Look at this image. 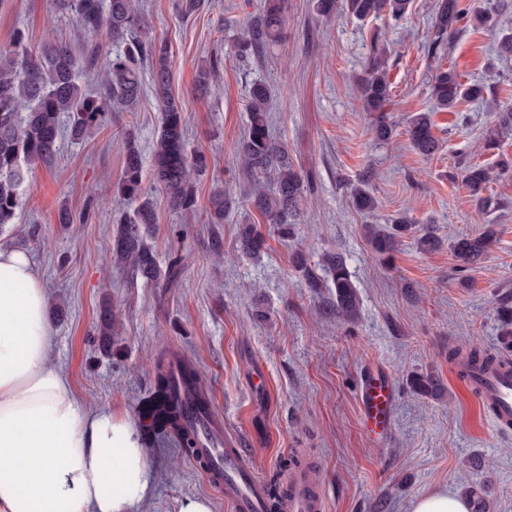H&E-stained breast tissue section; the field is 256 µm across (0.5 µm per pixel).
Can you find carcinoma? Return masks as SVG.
Masks as SVG:
<instances>
[{"label": "carcinoma", "instance_id": "carcinoma-1", "mask_svg": "<svg viewBox=\"0 0 512 512\" xmlns=\"http://www.w3.org/2000/svg\"><path fill=\"white\" fill-rule=\"evenodd\" d=\"M54 9L70 15L76 23L78 36L85 38L81 52L62 42L49 43L37 50L31 48L28 36L17 31L11 43L0 48V228L16 223L22 207L23 190L28 170L37 162L50 161L62 128V115H67L69 135L79 140L92 127L105 122L109 112L122 108L132 112L138 106L142 88V64L149 65L151 85L161 112L151 161L156 182L162 187L169 206L188 210L195 205V190L191 173H202L208 167L204 152L188 148L185 113L180 100L171 91V51L168 44L157 40H127L129 34L141 28L143 16L136 0H53ZM412 0H316L318 13L325 17L341 15L364 21L386 14L395 21L408 14ZM434 38L424 46L427 55L435 58L448 38L459 30L464 19L459 0H435ZM284 21V0H266L261 13L249 19L240 40L239 52H259L277 42ZM122 42V49L104 55L99 36ZM93 70L102 74L104 92L87 95L82 91L83 72ZM219 72L218 61L201 66L197 88L207 91L211 79ZM486 86L463 83L452 69L440 70L432 79L433 108L439 112L454 111L466 100L483 99ZM392 86L387 71L385 44L375 47L366 74L359 83V99L364 112H377L374 119L375 137L381 141L391 138L393 128L383 115L391 101ZM268 86L255 81L248 90L249 124L237 145V154L254 189L250 205L267 223L277 228L279 235L289 237L305 202L307 181L296 168L288 145L277 140L271 130L268 116ZM432 114L419 112L409 122L407 133L413 148L422 155L435 154L438 140L432 132ZM512 129V108L497 114L496 123L487 131L489 145L499 138L502 130ZM143 157L134 140L124 143V162L117 184L118 192L136 203L130 213L121 215L113 241L117 263L131 269L132 274L147 281L162 279L172 285L181 273L182 259L174 257L166 269H161L155 253L147 242V234L156 223L153 200L142 185ZM464 182L471 195L489 205L483 196L490 181L489 169L465 162L462 165ZM272 188H266V182ZM351 203L361 212L376 208L377 200L367 185L351 189ZM232 209L224 190H214L210 197L208 221L222 224ZM412 222L401 216L389 226L371 225L367 229L374 251L380 255L392 250L397 236L412 232ZM493 232L488 229L477 236H464L453 243V251L464 270L476 265L487 252ZM243 248L249 252L259 249L261 234L254 224L242 230ZM327 278L336 288L332 308L345 322L357 316L359 299L356 285L344 258L328 254L323 260ZM501 318L503 348H512V300H504L497 307ZM494 355L472 349L463 366H484ZM173 363H157V386L141 403L154 415L155 427L160 433L176 432L182 447L188 453L197 447L194 434L180 426L185 419L180 388L191 391L201 413L210 410V401L197 369L190 364L179 365L180 384L173 382ZM470 512H489L490 501L479 487L468 491Z\"/></svg>", "mask_w": 512, "mask_h": 512}]
</instances>
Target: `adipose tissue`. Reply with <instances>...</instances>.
I'll use <instances>...</instances> for the list:
<instances>
[{
    "label": "adipose tissue",
    "mask_w": 512,
    "mask_h": 512,
    "mask_svg": "<svg viewBox=\"0 0 512 512\" xmlns=\"http://www.w3.org/2000/svg\"><path fill=\"white\" fill-rule=\"evenodd\" d=\"M51 343L30 256L0 246V512H141L155 476L138 426L83 408Z\"/></svg>",
    "instance_id": "1"
}]
</instances>
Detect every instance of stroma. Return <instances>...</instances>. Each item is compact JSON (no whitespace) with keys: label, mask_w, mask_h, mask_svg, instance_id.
<instances>
[{"label":"stroma","mask_w":512,"mask_h":512,"mask_svg":"<svg viewBox=\"0 0 512 512\" xmlns=\"http://www.w3.org/2000/svg\"><path fill=\"white\" fill-rule=\"evenodd\" d=\"M484 11L485 23L456 32L437 58L423 49L431 35L435 0H412L399 22L380 15L359 22L325 18L316 0H287L278 42L240 56L234 36L261 12L264 0H205L185 16L179 0H139L146 25L138 39L167 42L171 88L182 102L186 137L205 152L196 176L193 210H172L152 175L143 183L157 212L148 242L159 265L182 259L176 286L133 280L112 259L116 219L131 208L117 192L121 143L136 135L150 152L161 112L152 91L138 108L116 109L82 139L62 136L51 163L28 175L17 223L0 229V246L27 252L43 283L52 324L51 358L67 374L78 401L109 406L139 420L138 402L154 387V362L176 356L199 371L215 414L241 434L265 480L283 463L305 455L324 495L326 512H408L426 491L463 493L484 485L491 512H512V435H499L491 417L457 375L449 350L499 347L496 307L512 296V171L495 173L499 156L512 159V133L497 149L482 147L496 111L512 106V54L498 55L512 34V0H460ZM24 29L33 46L73 41V21L52 0H0V46ZM388 47L392 101L390 140H377L362 112L358 83L376 41ZM221 59L209 92L198 93L204 62ZM479 81L484 100L453 112H432L435 155L417 153L406 134L411 116L432 111L436 67ZM270 91L269 120L309 179L297 235L281 239L250 209L252 181L236 148L247 128L246 89L256 79ZM493 169L484 208L466 189L460 163ZM367 183L378 205L355 210L350 190ZM233 202L224 223L207 221L211 193ZM73 221L63 224L60 213ZM430 230L440 245L420 248L398 239L377 255L366 225L397 215ZM260 225L264 244L245 254L243 224ZM493 230L481 262L462 270L453 240ZM221 252H214V243ZM347 262L360 298L357 320L331 312L330 288L309 287L298 262L318 268L324 253ZM114 318L111 338L99 333L103 303ZM369 366L396 386L391 434L372 440L360 420L357 383ZM417 376L439 384L441 396L415 391ZM157 486L144 512H180L190 499L208 498L212 512H229L175 439L146 442Z\"/></svg>","instance_id":"35a3bbf8"}]
</instances>
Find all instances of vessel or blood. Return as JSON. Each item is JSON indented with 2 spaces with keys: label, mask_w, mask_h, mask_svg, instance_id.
I'll list each match as a JSON object with an SVG mask.
<instances>
[{
  "label": "vessel or blood",
  "mask_w": 512,
  "mask_h": 512,
  "mask_svg": "<svg viewBox=\"0 0 512 512\" xmlns=\"http://www.w3.org/2000/svg\"><path fill=\"white\" fill-rule=\"evenodd\" d=\"M464 381L490 414L497 430L512 431V367L477 370L465 375ZM393 404L394 389L386 375L371 371L361 378L359 407L369 432L380 436L389 433ZM185 424L198 438V453L207 462L204 471L207 482L223 493L231 512H267L266 482L259 475L257 464L247 459L239 440L225 434L223 445H215L214 434L222 432L223 425L212 416L194 415ZM324 509V499L307 470H298L287 479L281 512H324Z\"/></svg>",
  "instance_id": "vessel-or-blood-1"
}]
</instances>
